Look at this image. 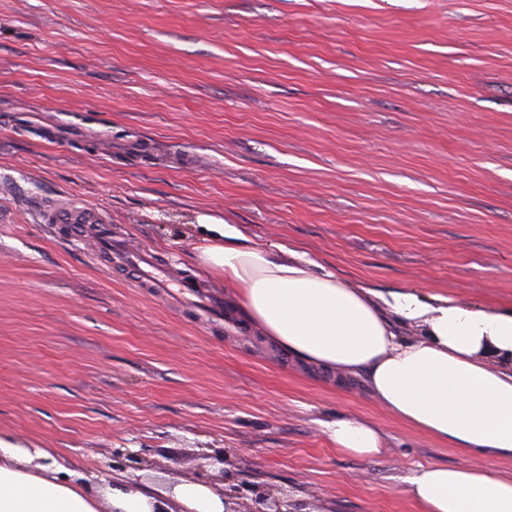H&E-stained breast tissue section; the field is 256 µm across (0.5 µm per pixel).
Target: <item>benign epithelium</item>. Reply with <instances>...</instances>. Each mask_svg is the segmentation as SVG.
Here are the masks:
<instances>
[{
	"label": "benign epithelium",
	"instance_id": "obj_1",
	"mask_svg": "<svg viewBox=\"0 0 512 512\" xmlns=\"http://www.w3.org/2000/svg\"><path fill=\"white\" fill-rule=\"evenodd\" d=\"M202 459L211 472L201 474L197 481L224 492V512H302L301 504L292 499L290 491L282 489L274 496L260 483L237 480L227 468L229 461L225 453H204ZM145 462L139 452L112 455V470L121 471Z\"/></svg>",
	"mask_w": 512,
	"mask_h": 512
}]
</instances>
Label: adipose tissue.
<instances>
[{"label":"adipose tissue","mask_w":512,"mask_h":512,"mask_svg":"<svg viewBox=\"0 0 512 512\" xmlns=\"http://www.w3.org/2000/svg\"><path fill=\"white\" fill-rule=\"evenodd\" d=\"M198 260L223 275L243 319L299 363L363 380L393 417L474 456L512 460V309L467 304L414 288H356L307 253L260 248L233 224ZM418 336L403 335L405 327ZM332 444L373 458L385 436L342 417L325 425ZM421 512H512V473L430 464L407 479ZM0 512H224L220 492L183 480L110 478L84 483L50 454L0 435Z\"/></svg>","instance_id":"obj_1"}]
</instances>
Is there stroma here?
<instances>
[{
    "mask_svg": "<svg viewBox=\"0 0 512 512\" xmlns=\"http://www.w3.org/2000/svg\"><path fill=\"white\" fill-rule=\"evenodd\" d=\"M65 197L234 308L202 224L292 243L356 286L512 306V0H0V433L78 471L145 451L322 512H421L406 477L468 465L248 327L134 288L39 223ZM362 417L377 458L324 431Z\"/></svg>",
    "mask_w": 512,
    "mask_h": 512,
    "instance_id": "stroma-1",
    "label": "stroma"
}]
</instances>
